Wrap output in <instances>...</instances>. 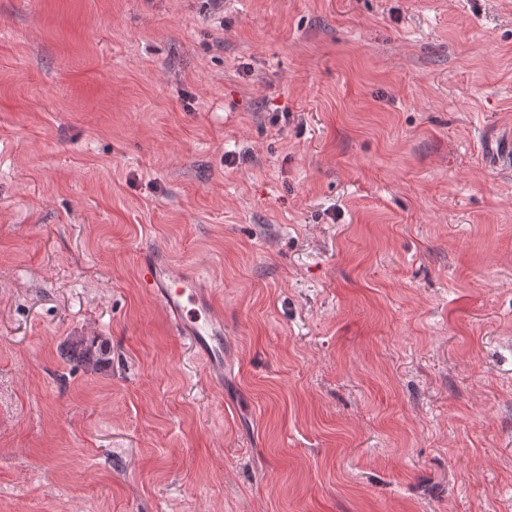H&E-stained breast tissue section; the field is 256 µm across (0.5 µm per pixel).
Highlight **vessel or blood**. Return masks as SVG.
Instances as JSON below:
<instances>
[{
    "label": "vessel or blood",
    "instance_id": "b4317fda",
    "mask_svg": "<svg viewBox=\"0 0 512 512\" xmlns=\"http://www.w3.org/2000/svg\"><path fill=\"white\" fill-rule=\"evenodd\" d=\"M139 266L143 287L159 299L180 335L190 339L213 372H221L224 318L212 294L202 288L195 276L174 270L152 253H142Z\"/></svg>",
    "mask_w": 512,
    "mask_h": 512
}]
</instances>
